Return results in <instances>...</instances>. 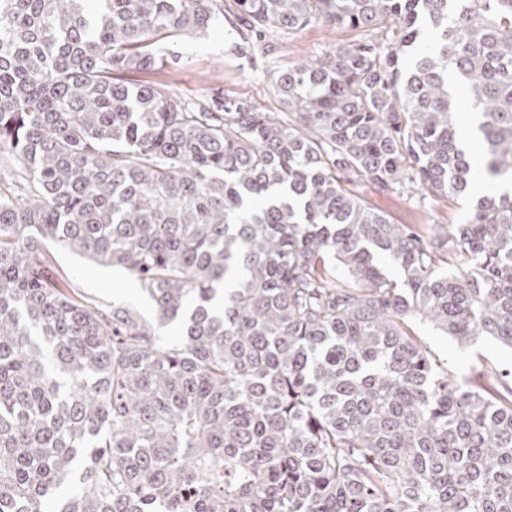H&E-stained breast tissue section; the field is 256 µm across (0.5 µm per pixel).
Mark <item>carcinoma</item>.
<instances>
[{"mask_svg":"<svg viewBox=\"0 0 512 512\" xmlns=\"http://www.w3.org/2000/svg\"><path fill=\"white\" fill-rule=\"evenodd\" d=\"M86 2L0 0V512H512V385L414 329L512 348V0H234L259 37L360 33L267 73L283 118L129 78L224 0ZM479 170L465 224L352 189ZM51 251L57 273L70 281L72 288L106 304H131L146 318L152 317L151 305L121 269L97 264L67 249Z\"/></svg>","mask_w":512,"mask_h":512,"instance_id":"obj_1","label":"carcinoma"}]
</instances>
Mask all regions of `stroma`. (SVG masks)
I'll list each match as a JSON object with an SVG mask.
<instances>
[{
  "label": "stroma",
  "instance_id": "obj_1",
  "mask_svg": "<svg viewBox=\"0 0 512 512\" xmlns=\"http://www.w3.org/2000/svg\"><path fill=\"white\" fill-rule=\"evenodd\" d=\"M352 37V31L315 24L292 38L270 31L260 40L248 27L238 26L234 0H224L222 22L202 36L175 45L182 61L180 68L150 72L145 79L191 98L245 100L261 111L282 115L286 108L267 85L269 70L301 55L323 57ZM355 190L367 204L397 224H461L468 217V202L464 199H435L419 191L391 194L367 180L357 181ZM52 255L57 273L80 293L106 304L131 305L144 316H151V305L121 269L97 264L62 248L53 249ZM415 329L432 355L457 376L472 379L484 367L512 372V349L491 338L481 336L461 344L427 323H416Z\"/></svg>",
  "mask_w": 512,
  "mask_h": 512
}]
</instances>
